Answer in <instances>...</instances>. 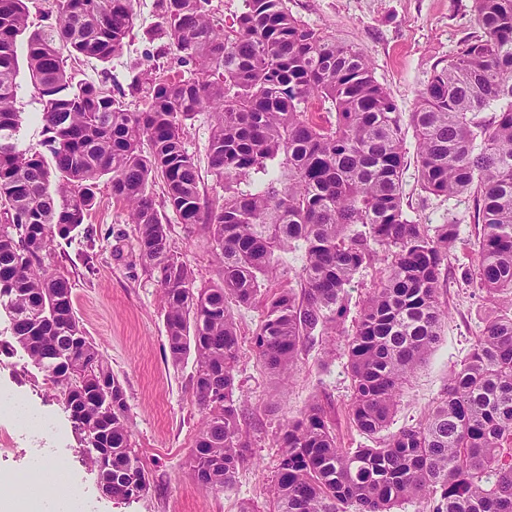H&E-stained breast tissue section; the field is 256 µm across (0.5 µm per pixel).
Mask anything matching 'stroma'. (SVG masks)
Returning <instances> with one entry per match:
<instances>
[{
  "instance_id": "35a3bbf8",
  "label": "stroma",
  "mask_w": 512,
  "mask_h": 512,
  "mask_svg": "<svg viewBox=\"0 0 512 512\" xmlns=\"http://www.w3.org/2000/svg\"><path fill=\"white\" fill-rule=\"evenodd\" d=\"M472 0H290L297 18L310 27L333 34L370 57L377 81L397 103L402 114L413 112L418 93L427 84L434 65L456 53L462 42L478 34ZM137 24L121 54L107 63L73 65L77 79L95 80L108 72L120 85L144 69L147 56H155L166 75L181 76L166 39L156 37L162 22L160 0H135ZM17 82L22 124L16 135L19 147H38L42 128L36 115L42 106L34 94L27 69ZM407 161L403 179V205L411 219L436 226L456 221L460 241L446 272L448 282L440 300L448 309L439 342L404 385L389 433L420 421L442 394L448 375L470 352L484 321L494 308L484 291L464 285L462 267L475 261L473 243L478 227L473 222V201L445 198L425 192L417 181L416 140L404 127ZM172 244L193 270L197 284L219 277L220 268L203 230L187 232L172 227ZM92 253L84 264L81 256ZM53 273L68 278L80 323L107 354L113 374L127 396L133 440L152 477L142 498L118 500L98 488L97 476L80 453L79 442L67 413L52 395L50 385L21 350L13 349L9 319L0 314V390L24 398L48 419L60 422L64 435L55 440L62 479L87 493L98 512H270L271 479L276 469L278 437L288 420L318 402L328 413L336 442L342 448H367L376 441L361 434L350 417L351 377L340 336H319L301 355L297 371L278 380L256 355L253 339L263 316V301L233 306L238 337L235 386L250 426L249 458L240 466L234 483L212 492L189 476L187 461L202 414L191 392L192 360L179 366L166 361L163 351L164 318L159 287L142 263L136 232L128 224L123 204L100 188L97 203L72 240L60 242L50 260ZM0 431L12 443L0 449V479L14 469L32 467L26 450L32 447L14 418L0 407Z\"/></svg>"
}]
</instances>
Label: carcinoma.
Wrapping results in <instances>:
<instances>
[{
    "instance_id": "carcinoma-1",
    "label": "carcinoma",
    "mask_w": 512,
    "mask_h": 512,
    "mask_svg": "<svg viewBox=\"0 0 512 512\" xmlns=\"http://www.w3.org/2000/svg\"><path fill=\"white\" fill-rule=\"evenodd\" d=\"M161 6L190 77L149 64L124 88L106 77L77 81L67 60L120 54L136 25L134 0H53L52 22L37 30L28 0H0V308L80 446L112 454V497L121 499L151 487L126 392L81 328L72 284L45 264L54 243L84 224L101 182L127 208L160 288L166 357L178 366L194 356L203 418L189 475L213 491L229 488L247 460L230 303L250 304L279 254L301 253L296 287L266 295L254 339L267 369L287 378L307 341L343 333L355 276L384 264L346 343L351 420L375 435L440 336V294L459 242V225L430 229L404 210L402 114L365 54L302 23L288 0H243L229 26L209 0ZM473 12L480 34L433 68L410 124L421 188L473 198L481 231L463 279L504 309L427 416L378 447H338L319 403L289 420L270 486L276 512H397L417 497L429 498L430 512H512V461L501 462L512 447V0H473ZM20 43L42 103L39 150L15 143ZM315 104L334 120L319 123ZM201 112L212 119L208 172L223 189L211 201L184 142L186 121ZM173 220L204 226L217 281L196 285L172 246Z\"/></svg>"
}]
</instances>
